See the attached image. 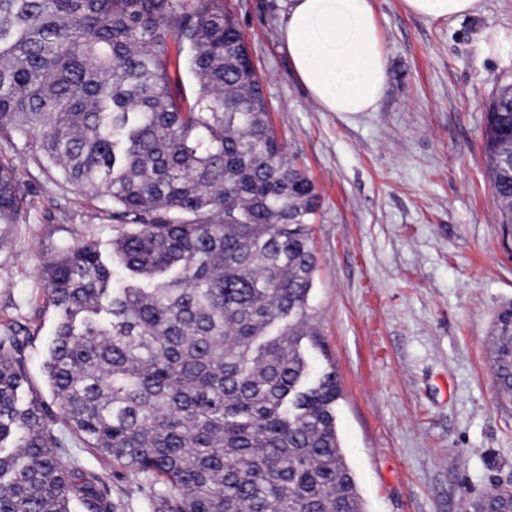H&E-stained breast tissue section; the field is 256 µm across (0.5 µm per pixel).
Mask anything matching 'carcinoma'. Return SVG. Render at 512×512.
Returning <instances> with one entry per match:
<instances>
[{
  "label": "carcinoma",
  "instance_id": "carcinoma-1",
  "mask_svg": "<svg viewBox=\"0 0 512 512\" xmlns=\"http://www.w3.org/2000/svg\"><path fill=\"white\" fill-rule=\"evenodd\" d=\"M173 46L187 81L171 75ZM485 112L487 177L512 227L511 80ZM0 137L130 219L110 258L88 240L40 269L53 405L22 401V343L0 334V512H111L59 452V423L152 478L159 512H365L338 377L314 373L303 347L318 195L223 0H0ZM19 200L0 163V224L17 223ZM493 353L512 401V303ZM475 512H512V484Z\"/></svg>",
  "mask_w": 512,
  "mask_h": 512
}]
</instances>
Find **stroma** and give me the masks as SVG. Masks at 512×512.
<instances>
[{"label":"stroma","instance_id":"1","mask_svg":"<svg viewBox=\"0 0 512 512\" xmlns=\"http://www.w3.org/2000/svg\"><path fill=\"white\" fill-rule=\"evenodd\" d=\"M289 0H224L263 83L271 124L314 183L318 259L314 366L335 370L341 446L366 512H473L512 481V402L497 397L491 330L512 302V237L497 222L482 149V103L512 74V0L428 21L374 0L388 59L374 112H325L291 70L280 29ZM23 191L0 246V330L26 329L24 397L49 398L42 363L55 331L39 270L58 248L122 228L117 209L79 193L20 143L0 139ZM112 502L154 512V485L66 437Z\"/></svg>","mask_w":512,"mask_h":512}]
</instances>
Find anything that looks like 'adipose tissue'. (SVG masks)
<instances>
[{
  "label": "adipose tissue",
  "instance_id": "obj_1",
  "mask_svg": "<svg viewBox=\"0 0 512 512\" xmlns=\"http://www.w3.org/2000/svg\"><path fill=\"white\" fill-rule=\"evenodd\" d=\"M420 17L453 21L477 12L480 0H404ZM292 71L325 112H374L387 59L373 0H290L280 33Z\"/></svg>",
  "mask_w": 512,
  "mask_h": 512
}]
</instances>
